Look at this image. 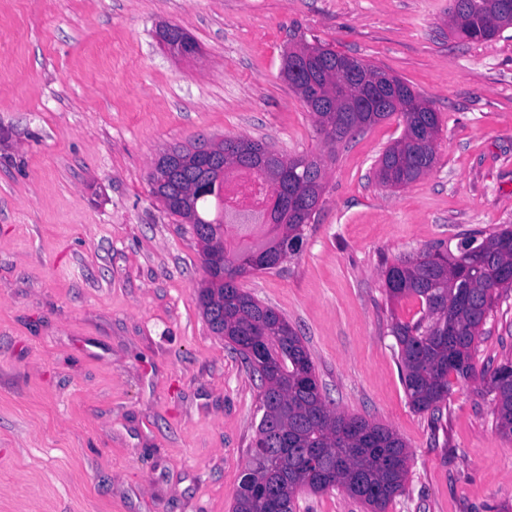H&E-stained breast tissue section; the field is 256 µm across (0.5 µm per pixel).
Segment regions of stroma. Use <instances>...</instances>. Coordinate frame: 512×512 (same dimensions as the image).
<instances>
[{
    "label": "stroma",
    "instance_id": "1",
    "mask_svg": "<svg viewBox=\"0 0 512 512\" xmlns=\"http://www.w3.org/2000/svg\"><path fill=\"white\" fill-rule=\"evenodd\" d=\"M449 0H0V512H231L258 380L198 305L190 225L153 195L157 159L246 138L320 160L300 252L242 278L302 336L331 407L412 453L388 512H512V438L483 380L439 418L405 393L383 271L512 226V29L464 43ZM180 27L199 52L160 42ZM362 59L438 112L437 161L375 168L393 116L328 146L282 66L299 43ZM512 358V296L477 371Z\"/></svg>",
    "mask_w": 512,
    "mask_h": 512
}]
</instances>
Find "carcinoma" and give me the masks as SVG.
<instances>
[{"label":"carcinoma","mask_w":512,"mask_h":512,"mask_svg":"<svg viewBox=\"0 0 512 512\" xmlns=\"http://www.w3.org/2000/svg\"><path fill=\"white\" fill-rule=\"evenodd\" d=\"M451 0L450 30L464 26L472 41L500 36L499 5L512 0ZM317 55L302 64L300 79L313 82L321 97L310 108L329 144H337L393 115L402 136L386 147L376 177L385 186H406L427 174L436 161L440 121L419 94L392 77L395 102L379 95L370 112L352 111L354 91L338 98L330 89L343 79L336 61L346 55L304 44ZM197 146L179 147L181 163L160 158L150 175L152 193L166 210L192 224L201 245L207 278L198 302L212 331L224 336L260 381V410L250 459L234 494L232 512H296V496L340 490L370 512H387L403 490L410 452L391 428L331 408L322 395L303 339L288 320L238 286L240 278L276 268L289 253L284 243L304 236L305 217L288 211V196L301 193L315 205L322 186L314 174L321 163L286 157L242 138L224 139L203 171ZM269 226L255 241L229 247L228 226ZM512 228H504L456 251L428 250L399 258L384 270L391 300L416 298L421 316L394 320L403 383L412 408L435 415L454 385L477 377L474 352L502 293L512 291ZM495 428L512 437V361L489 376Z\"/></svg>","instance_id":"obj_1"}]
</instances>
